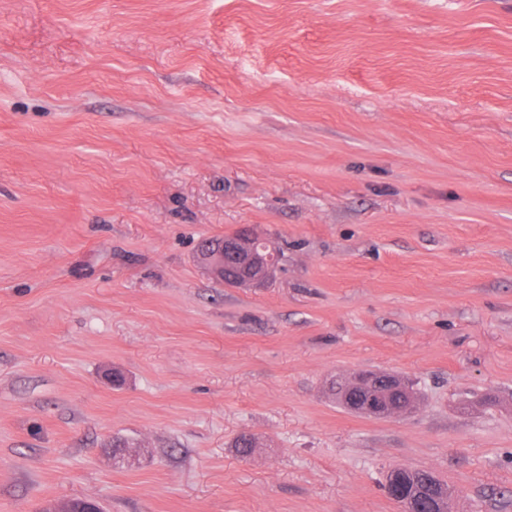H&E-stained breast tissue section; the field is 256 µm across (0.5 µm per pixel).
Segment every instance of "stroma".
<instances>
[{
    "label": "stroma",
    "mask_w": 512,
    "mask_h": 512,
    "mask_svg": "<svg viewBox=\"0 0 512 512\" xmlns=\"http://www.w3.org/2000/svg\"><path fill=\"white\" fill-rule=\"evenodd\" d=\"M241 229L263 285L195 259ZM401 465L512 512V0H0V512H402ZM349 384L354 387L342 399L348 410L377 418L398 417L409 414L414 403L407 381L395 374L372 370L354 372ZM364 392L369 396H364ZM400 397L399 402L397 398Z\"/></svg>",
    "instance_id": "35a3bbf8"
}]
</instances>
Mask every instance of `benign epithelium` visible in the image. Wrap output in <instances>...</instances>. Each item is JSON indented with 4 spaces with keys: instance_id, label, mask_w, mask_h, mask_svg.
I'll return each mask as SVG.
<instances>
[{
    "instance_id": "benign-epithelium-1",
    "label": "benign epithelium",
    "mask_w": 512,
    "mask_h": 512,
    "mask_svg": "<svg viewBox=\"0 0 512 512\" xmlns=\"http://www.w3.org/2000/svg\"><path fill=\"white\" fill-rule=\"evenodd\" d=\"M267 247V243L244 233L226 237L223 248L205 252L204 265L220 278L224 275V257L231 255L246 282H259L269 272ZM349 384L354 390L344 396L342 404L356 413L383 419L407 415L413 409L410 386L398 375L359 370L349 377ZM384 488L390 498L401 503L402 512H448L451 491L431 471L395 467L387 472Z\"/></svg>"
}]
</instances>
